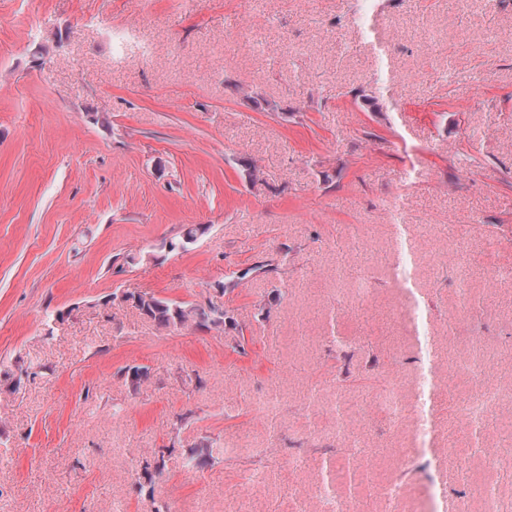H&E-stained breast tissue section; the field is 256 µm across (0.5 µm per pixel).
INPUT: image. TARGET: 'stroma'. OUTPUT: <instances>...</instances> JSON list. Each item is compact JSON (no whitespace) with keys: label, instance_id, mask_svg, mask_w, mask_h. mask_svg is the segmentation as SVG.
<instances>
[{"label":"stroma","instance_id":"obj_1","mask_svg":"<svg viewBox=\"0 0 512 512\" xmlns=\"http://www.w3.org/2000/svg\"><path fill=\"white\" fill-rule=\"evenodd\" d=\"M244 22L251 49L222 38ZM129 24L155 53L112 64ZM452 244L472 291L512 266V0H0V512H320L286 488L336 457L335 337L358 378L370 348L443 367L488 311L512 331V279L449 323ZM121 292L228 319L162 329ZM158 453L168 479L134 491Z\"/></svg>","mask_w":512,"mask_h":512}]
</instances>
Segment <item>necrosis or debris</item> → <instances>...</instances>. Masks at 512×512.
Masks as SVG:
<instances>
[{"label": "necrosis or debris", "mask_w": 512, "mask_h": 512, "mask_svg": "<svg viewBox=\"0 0 512 512\" xmlns=\"http://www.w3.org/2000/svg\"><path fill=\"white\" fill-rule=\"evenodd\" d=\"M512 337L459 336L448 350L443 374L426 369L416 382L404 376L401 354L380 364L369 352L371 376L379 392L360 395L343 390L336 411V440L359 460L358 493H347L346 469L319 484L295 489L299 500L320 498L322 512H512ZM480 381L479 390L464 392V379ZM448 395V425L434 417L435 392ZM386 413L393 426L405 428L414 445L392 449L393 477L377 478L375 451L359 447L363 424ZM448 460V493L434 490L432 462L438 447Z\"/></svg>", "instance_id": "necrosis-or-debris-1"}]
</instances>
